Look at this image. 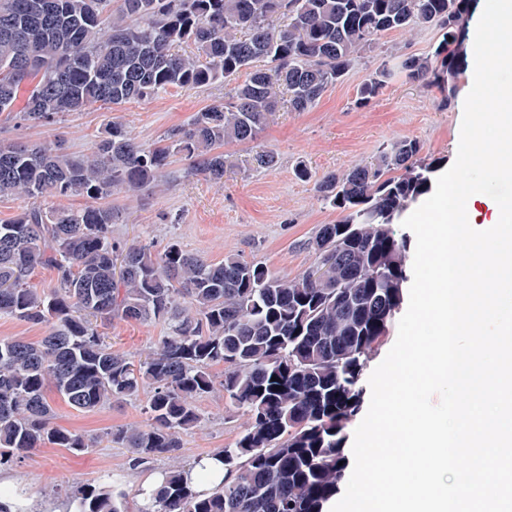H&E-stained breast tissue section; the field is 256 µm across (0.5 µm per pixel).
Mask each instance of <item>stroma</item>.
Segmentation results:
<instances>
[{"mask_svg":"<svg viewBox=\"0 0 512 512\" xmlns=\"http://www.w3.org/2000/svg\"><path fill=\"white\" fill-rule=\"evenodd\" d=\"M440 39L441 31L435 25L384 36L379 46L355 61L343 80L329 88L311 111L281 109L256 142L224 148L240 163L260 150L274 152V167L244 170L239 165L225 174L223 182L215 183L187 174V161L178 159L165 172L159 188L112 194L109 203L120 214L112 227L113 237L158 250L176 240L214 262L223 260L226 253L238 252L282 276L302 273L315 260L304 248V241L320 225L339 218L338 212L318 200L315 178L371 162L383 146L405 137L419 140L427 157L454 163L464 100L472 87L471 69L458 74L456 92L448 106L443 105L437 90L425 89L401 75L368 106L355 105L361 83L382 62L427 54ZM231 90V85L223 82L173 89L154 99L128 103L116 112L91 103L46 125H32L15 113L0 112V142H60L68 152L81 155L90 151L105 124L116 119L128 127L136 141L148 147L170 128L187 123L196 112L224 103ZM302 165L312 172V180L297 177L296 170ZM102 331L113 349L135 359L146 355L168 333L160 322L117 321L103 326ZM146 401L142 392L94 412H79L54 399L53 426L97 438L98 443L83 455L46 444L10 468L15 484L26 488L33 512H51L57 501L47 492L55 486L64 488L108 477L115 491L132 498L142 484L163 473L169 466L167 459L136 467L128 449L110 448L99 440L109 429L145 423ZM198 407L203 423L182 436V461L187 466L231 443L245 422L240 413L225 408L224 395L219 391L201 399Z\"/></svg>","mask_w":512,"mask_h":512,"instance_id":"1","label":"stroma"}]
</instances>
